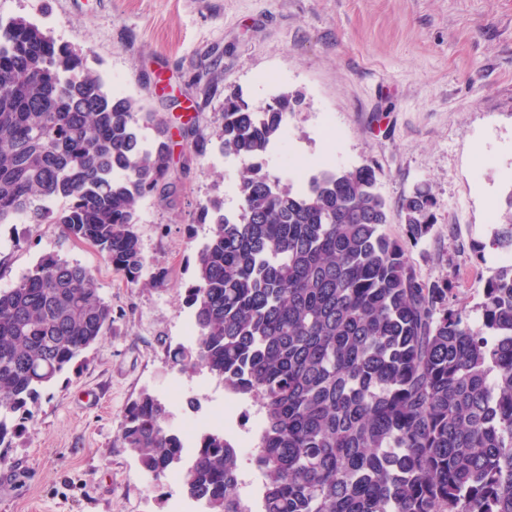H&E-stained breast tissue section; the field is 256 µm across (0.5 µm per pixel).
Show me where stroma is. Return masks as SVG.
I'll list each match as a JSON object with an SVG mask.
<instances>
[{"mask_svg": "<svg viewBox=\"0 0 512 512\" xmlns=\"http://www.w3.org/2000/svg\"><path fill=\"white\" fill-rule=\"evenodd\" d=\"M23 17L87 53L105 80L163 120L175 140L168 201L146 197L138 232L146 269L128 287L101 253L65 238L56 224H0V289L45 255L92 270L112 307V326L42 392L32 421L0 462V512H171L181 484L154 478L122 446L123 411L140 393L163 402L172 429L231 399L207 372L169 362L187 344L193 311L186 289L210 224L200 202L228 193L241 166L219 148L220 106L240 91L261 106L296 95L289 151L316 165L340 151V168L373 165L393 215L385 233L402 237L397 213L416 185L437 200L431 235L411 253L422 279L453 277L457 300L474 305L490 265L470 245L512 221V0H0V19ZM277 77L266 87L265 74ZM216 78L204 98L197 75ZM197 120L208 145L180 140ZM337 141L324 138V120Z\"/></svg>", "mask_w": 512, "mask_h": 512, "instance_id": "35a3bbf8", "label": "stroma"}]
</instances>
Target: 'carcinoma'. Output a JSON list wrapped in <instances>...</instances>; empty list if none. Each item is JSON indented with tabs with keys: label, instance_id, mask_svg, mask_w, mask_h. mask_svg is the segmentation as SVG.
<instances>
[{
	"label": "carcinoma",
	"instance_id": "obj_1",
	"mask_svg": "<svg viewBox=\"0 0 512 512\" xmlns=\"http://www.w3.org/2000/svg\"><path fill=\"white\" fill-rule=\"evenodd\" d=\"M296 103L224 95L218 137L245 162L241 206H198L212 227L186 289L196 332L172 363L259 406L261 512H512V263L460 306L450 277L423 280L410 261L435 224L427 185L403 199L400 239L384 232L369 164L320 170L302 193L282 186L266 154ZM153 121L70 44L22 17L0 22V224H58L138 284V203L176 193L170 142L141 135ZM488 248L512 252V222L471 244L477 263ZM111 326L96 275L78 263L47 256L0 290L1 448ZM169 419L147 392L123 412V447L157 478L182 458ZM196 448L179 472L190 496L208 512H252L235 442L208 429Z\"/></svg>",
	"mask_w": 512,
	"mask_h": 512
}]
</instances>
